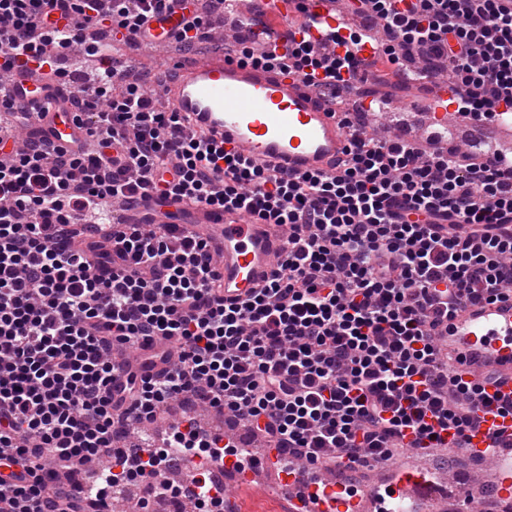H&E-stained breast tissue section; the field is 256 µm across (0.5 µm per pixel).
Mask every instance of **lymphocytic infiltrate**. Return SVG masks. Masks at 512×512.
Segmentation results:
<instances>
[{"label":"lymphocytic infiltrate","instance_id":"f902f5d3","mask_svg":"<svg viewBox=\"0 0 512 512\" xmlns=\"http://www.w3.org/2000/svg\"><path fill=\"white\" fill-rule=\"evenodd\" d=\"M181 4L186 47L207 42L224 0H0V87L18 56L56 47L95 55L101 35L135 41ZM379 24L370 67L418 55L448 75L458 112L512 108V9L502 0H349ZM74 18L52 27L54 13ZM237 53L255 65L338 81L351 55L302 43ZM164 79L128 67L80 88L88 141L73 152L31 137V117L0 98V512H89L119 476L152 477L167 455L146 435L176 399L245 423L268 447L322 468L390 463L407 435L432 440L479 424L482 379L441 350L467 305L512 300V167L431 138H368L338 112L347 156L291 175L226 151L155 94ZM155 196L288 228L270 281L225 302L206 241L183 224H114V203ZM142 351L138 365L116 346ZM169 447L207 463L251 449L194 418ZM105 460L102 489L76 494Z\"/></svg>","mask_w":512,"mask_h":512}]
</instances>
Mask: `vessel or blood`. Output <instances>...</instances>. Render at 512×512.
Here are the masks:
<instances>
[{
    "label": "vessel or blood",
    "instance_id": "vessel-or-blood-1",
    "mask_svg": "<svg viewBox=\"0 0 512 512\" xmlns=\"http://www.w3.org/2000/svg\"><path fill=\"white\" fill-rule=\"evenodd\" d=\"M224 7L235 15L237 31L249 36L253 45L272 46L281 53L306 37L328 38L339 28L343 15L339 0H225ZM300 11L306 16L305 25L290 24V17ZM183 24L182 11L162 13L143 27L137 40L148 46L174 41ZM372 51L368 43L337 47V54H351L356 62L345 77L347 83L367 79L364 62ZM42 74L36 62L16 61L9 97L35 115V130L54 148H77L86 129L76 117L74 89L46 81ZM406 86L410 98L375 101L366 122H373L378 110L413 106V94L426 90L436 101L427 124L454 132L458 116L448 103L447 80L419 74ZM162 92L172 108L188 116L192 127L204 129L226 149L291 174L331 171L348 145L345 129L326 104V86L310 83L299 73L242 62L227 50L174 65ZM168 210V205L152 202L122 212L121 217L123 223L132 224L147 213L157 223L166 221ZM178 221L207 239L225 300L245 298L251 289L263 286L283 257L286 232L282 226L202 206L187 210ZM452 332L461 343L465 369L491 363L503 371V378L485 384L486 394L497 402L512 400V307L487 308ZM480 417V427L470 432L468 441H461L451 428L442 432V444L451 455L482 456L484 466L495 475L493 493L500 502L512 503V417L499 416L495 406L482 408ZM278 462L277 452H265L244 475V482L264 481ZM323 482V497L293 498L291 512H349L336 479L327 476ZM396 483L390 512H411L412 503L419 500L452 503L461 479L433 481L405 472L397 475Z\"/></svg>",
    "mask_w": 512,
    "mask_h": 512
}]
</instances>
